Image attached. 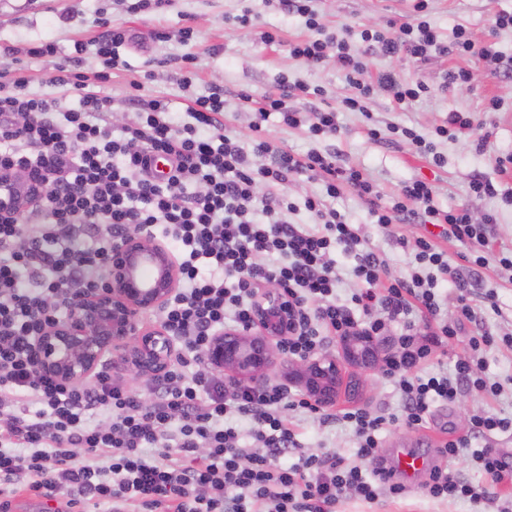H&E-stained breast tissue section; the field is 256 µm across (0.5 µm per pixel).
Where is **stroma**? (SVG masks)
I'll return each instance as SVG.
<instances>
[{
	"label": "stroma",
	"instance_id": "1",
	"mask_svg": "<svg viewBox=\"0 0 512 512\" xmlns=\"http://www.w3.org/2000/svg\"><path fill=\"white\" fill-rule=\"evenodd\" d=\"M316 8L328 32L348 27L353 31L385 28L413 21L411 0H317ZM512 11V0H432L430 22L442 42H450L457 27H465L476 43L494 40L504 58H512V31L493 35L489 18L498 11ZM249 15V24H240V15ZM109 18L130 31L132 39L121 50L125 68L112 72L107 89L112 100L108 111L113 128H120L135 117L129 103L132 81H142L143 93L168 100L176 123L188 122V105L192 96L208 94L212 89L224 92V131L241 142H250L255 132L256 110L266 97L279 95L282 81L321 87L320 98H297L294 106L309 114L318 109L337 107L351 88L333 60L308 65L291 57V43L309 37L303 18L281 11L277 0H172L161 12L131 13L125 0H0V48H17L16 65L22 68L32 92L64 97L62 89L48 81L50 66L28 59L23 49L30 42L50 40L57 54H73L75 43L85 45L84 70H101L104 62L97 57L91 41L98 33L97 21ZM193 26L195 36L180 39L183 26ZM277 33L276 43L264 41V32ZM195 56L187 66L182 56ZM464 68L471 74L468 88H445L444 78L452 69ZM419 80L429 88L427 95L404 106L396 105L387 95H375L369 102V115L343 112L339 115L338 136H312L307 126L290 128L278 115H270L262 128L280 146L298 155L312 151L335 153L338 163L365 170L377 184L383 202H390L400 186L414 179L432 183L434 203L446 210L467 207L474 222L485 215L496 218L489 230L493 252L512 250V204L501 198L479 197L470 191L471 181L487 176L512 187V169L500 173L496 156L512 151V79L504 70H493L478 57L433 55L428 59L407 56L389 57L380 53L368 58V77L383 74ZM499 96L503 104L498 111L488 109L490 97ZM66 105L73 98L64 97ZM468 113L474 123L472 131L457 140H441L437 151L442 165L415 153L405 140L394 139L390 126H406L416 133L432 136L437 126L446 122L449 113ZM378 136H370V129ZM488 135L484 150H477L480 135ZM336 210L359 228L369 245L387 258L390 270L398 276L413 271L411 243L421 236L436 238L439 229L430 224H398L388 228L374 224L364 204L351 192H343L333 202ZM480 280L473 286L470 304L482 316V325L497 335L512 334V272L495 267L480 270ZM496 291L497 309L484 300L487 291ZM484 375L503 383L506 390L495 403L474 392L461 390L455 403L438 406L426 427L412 429L401 423L385 424L379 433L382 452L395 457L407 450L429 463L443 462L438 452L441 442L465 436L470 419L477 411L491 407L502 415L512 416V349L501 348L487 356ZM347 376L358 378L366 388L364 395L341 397L338 409L366 407L379 415L397 412L400 393L382 372H364L347 367ZM299 440L310 451H329L353 458L356 442L349 428L325 426L313 417H296ZM337 512H496L495 505L477 507L469 501H441L426 496L421 481L407 483L397 499L385 496L373 502L354 497L343 500Z\"/></svg>",
	"mask_w": 512,
	"mask_h": 512
}]
</instances>
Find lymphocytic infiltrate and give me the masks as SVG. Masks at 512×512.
<instances>
[{"mask_svg": "<svg viewBox=\"0 0 512 512\" xmlns=\"http://www.w3.org/2000/svg\"><path fill=\"white\" fill-rule=\"evenodd\" d=\"M315 0H279L281 10L303 17L310 38L295 42L291 56L322 63L327 49L352 88L338 109L315 112L309 131L338 134L339 112H363L379 92L399 105L420 98L422 82L386 74L366 79V62L346 40L323 33ZM429 0H413L415 22L396 28L363 30L367 51L424 59L434 53L479 54L501 68L492 46L476 47L465 28L452 45L439 42L427 19ZM83 46L56 61L53 42L25 48L33 60H53L51 85L75 96L77 108L61 110L57 98L30 92L25 76L0 67V176L18 172L35 177L40 196L19 215H0V512L19 487L54 497L67 494L68 506L91 500L105 512H336L346 494L372 502L396 498L404 485L381 453L384 416L364 407L315 411L302 395L281 385L233 383L206 364L204 353L225 325L250 326L253 299L264 284L287 287L302 314L299 330L281 346L284 355L303 359L324 345L356 332L392 333L395 351L384 375L401 394L400 417L422 428L432 407L452 403L461 389L494 401L499 382L479 376L485 354L512 348V336L487 329L473 332L469 351L452 373L430 372L434 349L460 336L478 315L469 290L448 255L421 237L412 246L418 272L394 276L386 259L372 249L353 224L331 205L344 189L365 202L376 224L408 222L421 211L425 223L444 225L448 240L467 245L470 266L489 263L512 271V252L490 254L493 215L474 223L465 207L446 211L433 205L434 186L404 183L392 205H381L375 183L361 170L336 165L331 155L297 156L262 137L261 122L278 113L295 127L302 114L286 95L267 98L253 128L258 135L244 147L224 132L219 92L192 100L193 125L175 127L164 98L143 97L134 83L137 121L113 134L108 99L100 91L106 73L81 70ZM256 154L270 157L254 167ZM320 178L324 194L306 199L312 224L289 220L285 189L294 176ZM194 192H187V185ZM267 193L257 196V185ZM161 227V240L179 270V291L160 312L162 326L183 343L176 362L147 380L144 390L126 385L101 367L87 381L67 383L41 371L33 342L44 326L67 309L72 294L98 288L114 245L133 232ZM352 257L358 284L350 304L336 300L342 280L333 253ZM421 315L431 333L415 331ZM317 416L325 425L348 426L356 459L302 448L285 410ZM233 416L247 418L256 441L239 443ZM512 429V417L483 411L471 418L470 435L448 441L442 454L470 458L494 481L512 477V462L473 440ZM427 496L496 503L498 496L473 486L464 476L436 467L424 486Z\"/></svg>", "mask_w": 512, "mask_h": 512, "instance_id": "f902f5d3", "label": "lymphocytic infiltrate"}]
</instances>
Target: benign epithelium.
Listing matches in <instances>:
<instances>
[{
	"label": "benign epithelium",
	"instance_id": "7a95c632",
	"mask_svg": "<svg viewBox=\"0 0 512 512\" xmlns=\"http://www.w3.org/2000/svg\"><path fill=\"white\" fill-rule=\"evenodd\" d=\"M41 192L30 177L0 180V212L21 213ZM179 284L176 263L165 247L139 233L125 237L112 252L103 284L95 292L73 295L65 315L34 341L39 368L66 382L90 377L108 355H116L143 378L163 373L176 355L174 337L144 324L141 314L164 306ZM299 311L288 289L269 283L254 298L251 327L228 328L215 337L205 360L230 380L257 383L277 364L281 343L299 327ZM340 354L323 352L288 361L289 385L304 391L319 408L336 406L343 391H361L344 378L342 363L379 370L387 350L374 336L338 340Z\"/></svg>",
	"mask_w": 512,
	"mask_h": 512
}]
</instances>
